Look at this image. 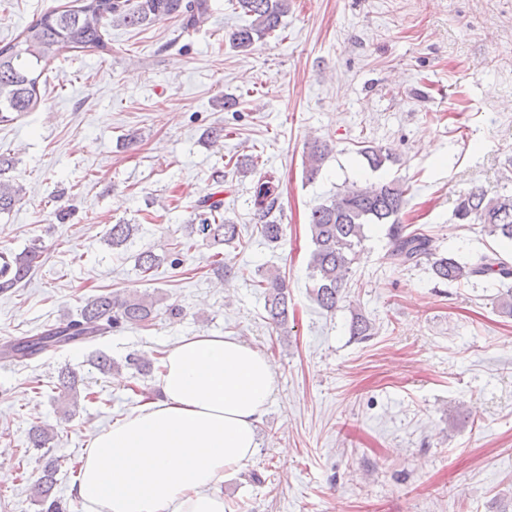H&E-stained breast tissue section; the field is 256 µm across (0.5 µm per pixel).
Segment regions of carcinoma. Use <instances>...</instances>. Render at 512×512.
I'll list each match as a JSON object with an SVG mask.
<instances>
[{
  "label": "carcinoma",
  "instance_id": "carcinoma-1",
  "mask_svg": "<svg viewBox=\"0 0 512 512\" xmlns=\"http://www.w3.org/2000/svg\"><path fill=\"white\" fill-rule=\"evenodd\" d=\"M79 5L47 12L28 25L17 37L0 44V123L12 120L13 113L31 111L40 99L38 67L49 65L67 51L107 54L112 47L105 39L106 27L152 25L177 18L185 33L203 23L212 11L211 0H78ZM238 7L252 17L250 24L230 35L234 48L246 52L253 45L273 35L288 13L289 0H236ZM332 153V147L319 139L313 140L305 155L307 180L319 174ZM368 166L378 170L392 159V154L380 146L368 144L359 149ZM13 160L0 155V213L9 212L18 201L19 188L7 173ZM278 188L271 183L257 187L255 205L260 224L257 231L267 242L278 244L285 234L284 225L269 219L279 206ZM406 205V189L400 183L354 185L315 206L310 215L309 229L313 249L308 264L312 281L313 300L324 310L334 311L343 299L352 265L358 259L365 230L373 225L387 226L391 246L390 256L398 266L409 267L421 259L431 260L433 276L443 283L469 282L475 278H494L506 291L498 295L497 312L512 317V262L496 253L481 254L468 261L440 255L427 235L408 230L400 216ZM224 200L207 197L197 205L199 223L189 225V234L198 235L212 245L232 244L240 240L239 225L224 218ZM453 215L461 224H479L489 236L512 242V194L488 195L474 187L456 200ZM138 231L136 224H114L108 231L112 248L128 245ZM42 248L31 244L20 253L0 255V293L18 287L38 266ZM161 258L147 249L137 255V266L148 277L159 266ZM259 287L264 289L265 308L270 320L282 326L288 321V288L281 276L272 272L261 275ZM156 301L137 291L124 296L110 293L86 300L75 318H67L35 335L9 341L0 354L21 361L27 356L57 350L64 345L91 342L122 326H144L155 318ZM350 335L367 340L373 335L372 323L362 314L352 315ZM126 365L137 373L150 372L152 362L132 353ZM58 462L46 459L41 475L31 486L36 501L46 506V512H62L60 502L53 497L57 484Z\"/></svg>",
  "mask_w": 512,
  "mask_h": 512
}]
</instances>
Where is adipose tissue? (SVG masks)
<instances>
[{"label": "adipose tissue", "mask_w": 512, "mask_h": 512, "mask_svg": "<svg viewBox=\"0 0 512 512\" xmlns=\"http://www.w3.org/2000/svg\"><path fill=\"white\" fill-rule=\"evenodd\" d=\"M159 387L93 437L74 488L86 512H228L221 486L254 455L277 390L271 360L234 337L186 336Z\"/></svg>", "instance_id": "1"}]
</instances>
